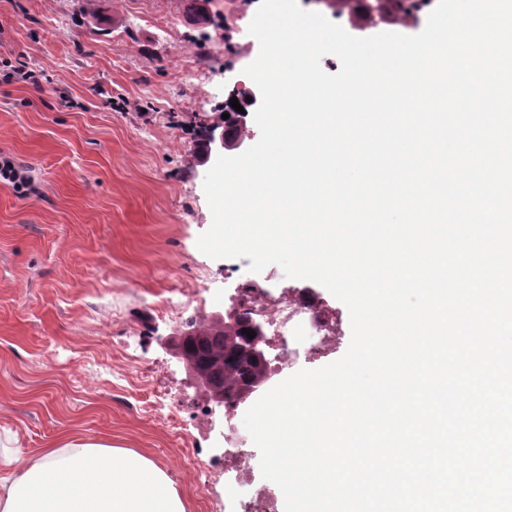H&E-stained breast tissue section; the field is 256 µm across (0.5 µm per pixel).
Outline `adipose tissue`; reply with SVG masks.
<instances>
[{
  "label": "adipose tissue",
  "mask_w": 512,
  "mask_h": 512,
  "mask_svg": "<svg viewBox=\"0 0 512 512\" xmlns=\"http://www.w3.org/2000/svg\"><path fill=\"white\" fill-rule=\"evenodd\" d=\"M0 512H186L168 475L106 438L60 435L7 480Z\"/></svg>",
  "instance_id": "ef3b65f1"
}]
</instances>
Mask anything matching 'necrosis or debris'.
Masks as SVG:
<instances>
[{
    "label": "necrosis or debris",
    "instance_id": "obj_1",
    "mask_svg": "<svg viewBox=\"0 0 512 512\" xmlns=\"http://www.w3.org/2000/svg\"><path fill=\"white\" fill-rule=\"evenodd\" d=\"M231 315L250 313L265 325V345L275 353L265 366L266 378L276 377L284 366L303 361L311 363L327 351L336 349L343 330L335 318L321 311L307 290L293 288L288 294L277 295L262 287L249 274H241L233 291L225 293ZM236 406L225 409L229 425L224 436L226 449L223 459L211 458L198 466L201 475L222 469L235 475V508L233 512H277V502L266 491L253 485L251 452L247 438L236 424Z\"/></svg>",
    "mask_w": 512,
    "mask_h": 512
}]
</instances>
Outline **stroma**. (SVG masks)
I'll list each match as a JSON object with an SVG mask.
<instances>
[{
  "label": "stroma",
  "instance_id": "1",
  "mask_svg": "<svg viewBox=\"0 0 512 512\" xmlns=\"http://www.w3.org/2000/svg\"><path fill=\"white\" fill-rule=\"evenodd\" d=\"M230 0H0V58L50 82L0 86V151L32 178L0 183V451L36 461L67 432L108 436L162 469L187 512H225L224 485L202 491L198 460L225 446L205 396L161 350L156 301L173 290L235 287L197 240L211 225L198 143L256 55L216 29L189 33ZM208 71L209 82L187 70ZM67 101H60L59 90ZM176 395L186 432L164 423L151 391Z\"/></svg>",
  "mask_w": 512,
  "mask_h": 512
}]
</instances>
